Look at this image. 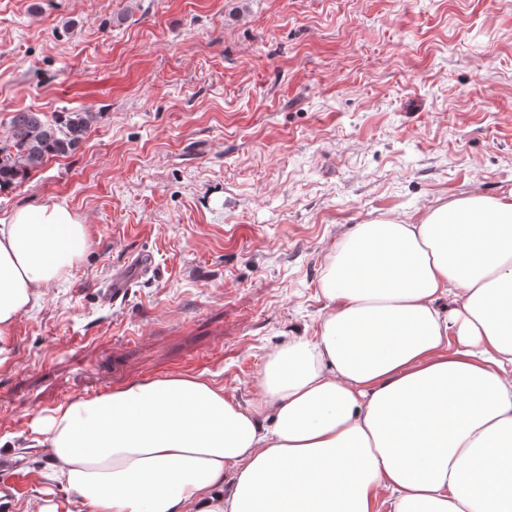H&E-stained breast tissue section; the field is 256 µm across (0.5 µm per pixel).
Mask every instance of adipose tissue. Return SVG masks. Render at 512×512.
<instances>
[{
  "instance_id": "adipose-tissue-1",
  "label": "adipose tissue",
  "mask_w": 512,
  "mask_h": 512,
  "mask_svg": "<svg viewBox=\"0 0 512 512\" xmlns=\"http://www.w3.org/2000/svg\"><path fill=\"white\" fill-rule=\"evenodd\" d=\"M87 242L63 201L0 218V356ZM320 289L249 405L156 378L57 406L33 447L86 512H512V193L358 225Z\"/></svg>"
}]
</instances>
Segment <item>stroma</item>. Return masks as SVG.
Masks as SVG:
<instances>
[{
    "label": "stroma",
    "instance_id": "35a3bbf8",
    "mask_svg": "<svg viewBox=\"0 0 512 512\" xmlns=\"http://www.w3.org/2000/svg\"><path fill=\"white\" fill-rule=\"evenodd\" d=\"M29 108L97 118L0 216L63 201L90 242L0 358V512L66 499L29 445L58 405L172 374L249 404L356 225L511 192L512 0H0V133Z\"/></svg>",
    "mask_w": 512,
    "mask_h": 512
}]
</instances>
